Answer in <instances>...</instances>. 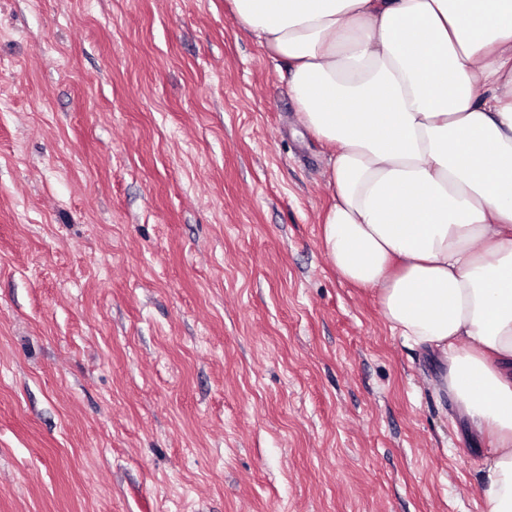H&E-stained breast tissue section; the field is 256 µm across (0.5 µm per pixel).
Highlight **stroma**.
<instances>
[{
	"instance_id": "1",
	"label": "stroma",
	"mask_w": 512,
	"mask_h": 512,
	"mask_svg": "<svg viewBox=\"0 0 512 512\" xmlns=\"http://www.w3.org/2000/svg\"><path fill=\"white\" fill-rule=\"evenodd\" d=\"M330 152L228 0H0V512H486Z\"/></svg>"
}]
</instances>
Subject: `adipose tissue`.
I'll use <instances>...</instances> for the list:
<instances>
[{
    "instance_id": "ef3b65f1",
    "label": "adipose tissue",
    "mask_w": 512,
    "mask_h": 512,
    "mask_svg": "<svg viewBox=\"0 0 512 512\" xmlns=\"http://www.w3.org/2000/svg\"><path fill=\"white\" fill-rule=\"evenodd\" d=\"M328 143L324 250L438 352L512 512V0H229Z\"/></svg>"
}]
</instances>
